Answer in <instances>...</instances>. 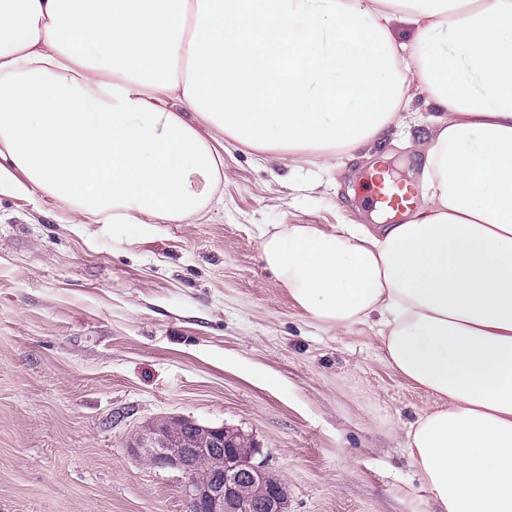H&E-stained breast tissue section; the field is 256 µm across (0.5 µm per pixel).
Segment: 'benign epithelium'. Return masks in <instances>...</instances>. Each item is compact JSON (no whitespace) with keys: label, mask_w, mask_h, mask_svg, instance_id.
<instances>
[{"label":"benign epithelium","mask_w":512,"mask_h":512,"mask_svg":"<svg viewBox=\"0 0 512 512\" xmlns=\"http://www.w3.org/2000/svg\"><path fill=\"white\" fill-rule=\"evenodd\" d=\"M183 426L191 429V438L181 435ZM128 451L154 468L180 474L188 512H288L286 486L254 462L258 448L237 428L157 420Z\"/></svg>","instance_id":"benign-epithelium-1"}]
</instances>
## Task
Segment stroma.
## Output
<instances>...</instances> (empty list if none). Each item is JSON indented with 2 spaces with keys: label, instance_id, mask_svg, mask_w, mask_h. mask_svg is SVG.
I'll list each match as a JSON object with an SVG mask.
<instances>
[{
  "label": "stroma",
  "instance_id": "obj_1",
  "mask_svg": "<svg viewBox=\"0 0 512 512\" xmlns=\"http://www.w3.org/2000/svg\"><path fill=\"white\" fill-rule=\"evenodd\" d=\"M325 169L224 142L221 199L131 244L61 211L0 200V512H186L178 473L131 439L166 417L250 434L288 512H434L406 434L435 399L381 359L366 325L297 309L261 252L279 224H366L364 174L418 185L407 138Z\"/></svg>",
  "mask_w": 512,
  "mask_h": 512
}]
</instances>
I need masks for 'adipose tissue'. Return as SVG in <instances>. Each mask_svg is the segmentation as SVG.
Listing matches in <instances>:
<instances>
[{"mask_svg": "<svg viewBox=\"0 0 512 512\" xmlns=\"http://www.w3.org/2000/svg\"><path fill=\"white\" fill-rule=\"evenodd\" d=\"M422 92L423 205L262 256L435 397L407 440L435 512H512V0H0V197L144 242L208 207L225 139L329 167Z\"/></svg>", "mask_w": 512, "mask_h": 512, "instance_id": "1", "label": "adipose tissue"}]
</instances>
